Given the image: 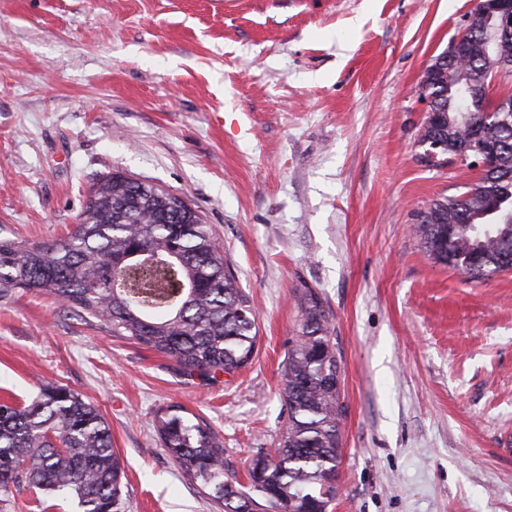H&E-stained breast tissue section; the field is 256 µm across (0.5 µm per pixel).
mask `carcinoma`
<instances>
[{"mask_svg": "<svg viewBox=\"0 0 512 512\" xmlns=\"http://www.w3.org/2000/svg\"><path fill=\"white\" fill-rule=\"evenodd\" d=\"M417 86L437 114L421 142L459 155L471 128L454 124L458 86L484 73L512 75V36L489 52L478 40L446 57ZM485 94L470 101L474 125L494 126L493 168L457 195L431 201L415 214L413 232L437 263L473 280L512 270V110L488 115ZM21 288L53 298L115 337L173 359L192 375L249 364L257 344L251 300L224 263L210 225L182 198L122 173L99 180L85 222L52 243L0 236V297ZM296 336L284 360L282 401L287 418L274 453L259 452L248 485L228 479L224 448L204 420L183 407L159 409L153 426L181 476L224 512H327L342 462L341 364L323 301L298 295ZM125 472L99 409L63 385L43 386L24 406L0 402V492L34 488L68 493L81 512H119Z\"/></svg>", "mask_w": 512, "mask_h": 512, "instance_id": "1", "label": "carcinoma"}]
</instances>
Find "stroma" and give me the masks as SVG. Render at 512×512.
I'll return each instance as SVG.
<instances>
[{
    "label": "stroma",
    "instance_id": "obj_1",
    "mask_svg": "<svg viewBox=\"0 0 512 512\" xmlns=\"http://www.w3.org/2000/svg\"><path fill=\"white\" fill-rule=\"evenodd\" d=\"M477 0H0V233L55 242L120 171L184 199L257 311L247 367L209 383L52 298L0 299V399L89 398L125 471L121 512H219L161 448L170 404L228 474L278 445L297 297L341 361L329 512H512V271L435 263L416 211L474 182L428 165L416 87ZM0 512H79L0 493Z\"/></svg>",
    "mask_w": 512,
    "mask_h": 512
}]
</instances>
